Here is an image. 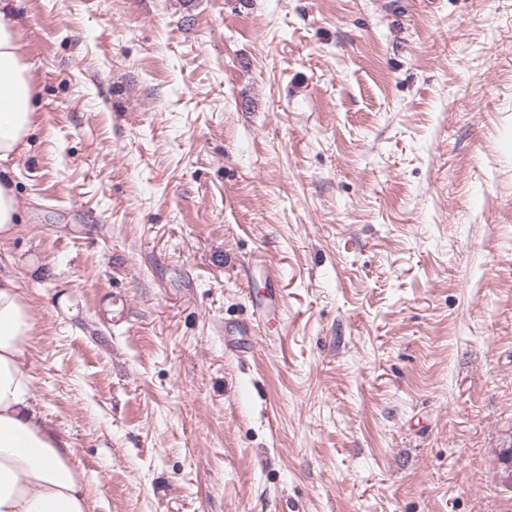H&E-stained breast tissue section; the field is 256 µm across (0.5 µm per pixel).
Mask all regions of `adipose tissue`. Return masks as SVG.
<instances>
[{"mask_svg":"<svg viewBox=\"0 0 512 512\" xmlns=\"http://www.w3.org/2000/svg\"><path fill=\"white\" fill-rule=\"evenodd\" d=\"M19 32L17 0H0V243L13 238L21 219L13 162L28 151L35 120ZM35 327L16 279L0 273V512H89L72 448L34 408L26 362Z\"/></svg>","mask_w":512,"mask_h":512,"instance_id":"1","label":"adipose tissue"}]
</instances>
